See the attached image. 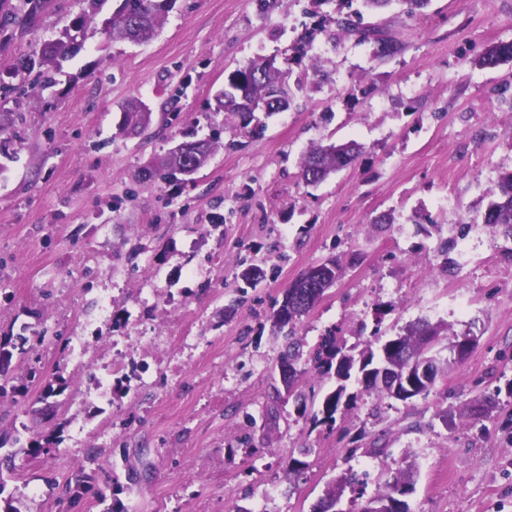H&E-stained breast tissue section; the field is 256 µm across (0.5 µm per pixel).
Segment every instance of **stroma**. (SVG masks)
<instances>
[{
  "instance_id": "stroma-1",
  "label": "stroma",
  "mask_w": 512,
  "mask_h": 512,
  "mask_svg": "<svg viewBox=\"0 0 512 512\" xmlns=\"http://www.w3.org/2000/svg\"><path fill=\"white\" fill-rule=\"evenodd\" d=\"M121 3L107 0L52 85L0 94V113L22 115L0 153V338L70 337L82 322L98 363L111 338L155 343L140 354L143 378L83 405L87 373L62 345L13 355L0 372V435L24 424L43 449L0 448V512H106L111 500L125 512H251L260 502L311 512L348 469L373 478L342 496V512H360L409 466L410 512H512V240L470 236L465 261L451 264L441 251L512 168V63L476 64L512 41V0L365 14L399 44L385 61L374 44L334 38L331 0H279L269 13L255 0H176L143 44L104 34ZM82 8L51 0L36 29L0 31V82L14 83L18 59ZM319 23L312 66L292 68L306 87L298 106L247 126L210 109L232 71L259 55L285 63ZM133 102L151 109L150 126L127 134ZM199 139L211 151L194 181L146 176ZM350 140L365 148L350 167L316 187L302 181L311 144ZM332 257L341 277L296 326L307 348L333 334L354 351L360 337L418 323L477 341L428 395L379 401L352 383L355 402L316 425L293 401L271 400L284 339L269 315L291 282ZM245 264L266 276L243 292ZM30 362L42 380L26 379ZM58 377L61 392L46 396ZM306 445L305 468L289 474ZM81 468L93 489L72 503L64 489Z\"/></svg>"
}]
</instances>
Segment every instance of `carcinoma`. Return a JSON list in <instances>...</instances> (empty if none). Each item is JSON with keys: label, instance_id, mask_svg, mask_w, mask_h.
Instances as JSON below:
<instances>
[{"label": "carcinoma", "instance_id": "obj_1", "mask_svg": "<svg viewBox=\"0 0 512 512\" xmlns=\"http://www.w3.org/2000/svg\"><path fill=\"white\" fill-rule=\"evenodd\" d=\"M51 0H0V29L12 25L24 32L35 28ZM106 0H83L85 7L80 16L64 25L58 35L44 43L42 47L25 56L16 67L15 75L43 83L52 81V71L66 60L84 39L86 19L99 14ZM368 10L391 9L398 5L405 6V13L413 17L428 6L430 0H361ZM168 11L161 8L158 0H123L122 7L111 17L105 19L103 31L114 39L144 41L152 38ZM363 15L356 10L352 13L339 14L336 17V29L343 36H354L364 42L374 39L377 44L376 58L383 59L398 52V43L386 37L376 28H367L362 23ZM512 62V42H501L488 49L478 58L481 67H498ZM292 71L282 70L276 66V58L259 56L241 68L230 73L224 83V89L215 96V111L241 120L248 125L254 119L256 109L253 105L270 101L274 106L269 113L286 112L297 104L304 91L301 78L291 79ZM365 147L348 141L340 144H313L304 155L301 163V178L308 186L319 185L356 161L364 153ZM184 159L177 150H172L159 164L156 175L163 180H176ZM488 204L481 214L479 223L488 228V232L512 239V169L500 173L497 181L488 191ZM342 267L334 259L305 271L284 294L279 307L272 312L270 319L273 327L285 334V351L278 367L288 365L292 377L283 381V386L297 404L301 412L307 411L308 402L315 401V393H306L295 385L298 365L303 358L311 359L322 376L332 375L336 379L335 389L322 397L321 408L313 413V423H334L335 415L341 401L351 402L356 395L347 394L348 383L379 366L382 359H388L389 366L384 378L377 376L370 380H361L366 391L378 399H399L394 392L395 382L401 381L408 374L416 371L420 363H429L430 373L426 380H417L415 396H426L434 386L438 374L447 371L437 361L430 358L432 344L441 336L442 327L429 325H410L406 331L397 335L399 347L382 355L384 345L382 337L373 334L366 340L364 347L356 354L343 353L336 348L334 338L328 336L313 351L304 352L303 339L296 336L295 328L299 320L308 314L322 298L326 290L338 280ZM346 477L328 486L326 498L313 512H335L336 503L341 501ZM413 491V474L407 470L387 481L379 491L370 497L362 512H392L390 505L400 504L398 512H408L407 504L399 497Z\"/></svg>", "mask_w": 512, "mask_h": 512}]
</instances>
